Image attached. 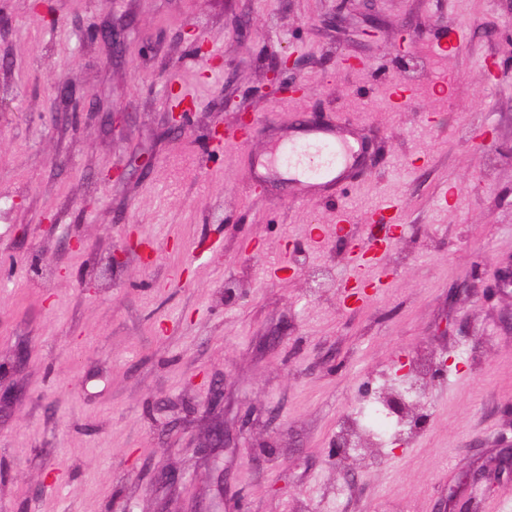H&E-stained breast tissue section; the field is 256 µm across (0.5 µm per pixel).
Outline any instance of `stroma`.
Returning a JSON list of instances; mask_svg holds the SVG:
<instances>
[{
    "instance_id": "1",
    "label": "stroma",
    "mask_w": 512,
    "mask_h": 512,
    "mask_svg": "<svg viewBox=\"0 0 512 512\" xmlns=\"http://www.w3.org/2000/svg\"><path fill=\"white\" fill-rule=\"evenodd\" d=\"M36 3L0 0V382L27 394L0 417V512H512L496 467L512 438V0ZM106 20L129 28L121 57L88 32ZM188 26L224 62L209 79ZM289 56L300 96L271 82ZM396 82L416 88L399 108ZM176 83L195 107L172 131ZM243 111L246 143L208 147ZM312 112L361 145L349 185L304 200L258 185ZM115 166L125 180L103 182ZM391 196L396 238L369 219ZM131 228L152 260L100 275ZM378 237L385 284L345 303L351 247ZM430 357L448 367L422 430L404 442L372 414L355 434L371 460L332 453ZM215 375L229 443L208 457L211 420L186 411Z\"/></svg>"
}]
</instances>
